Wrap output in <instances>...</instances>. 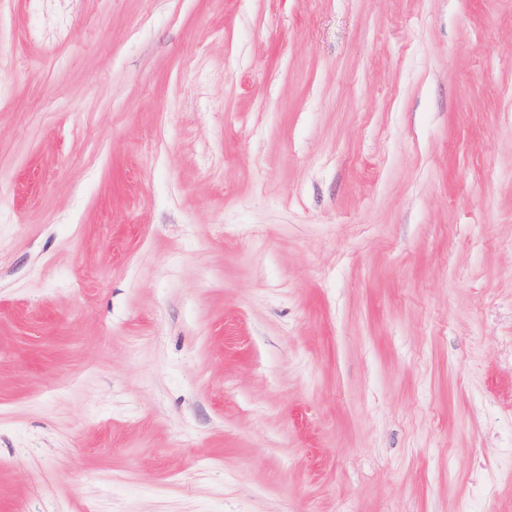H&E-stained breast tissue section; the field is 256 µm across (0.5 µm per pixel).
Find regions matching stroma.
<instances>
[{
  "instance_id": "35a3bbf8",
  "label": "stroma",
  "mask_w": 512,
  "mask_h": 512,
  "mask_svg": "<svg viewBox=\"0 0 512 512\" xmlns=\"http://www.w3.org/2000/svg\"><path fill=\"white\" fill-rule=\"evenodd\" d=\"M512 0H0V512H512Z\"/></svg>"
}]
</instances>
